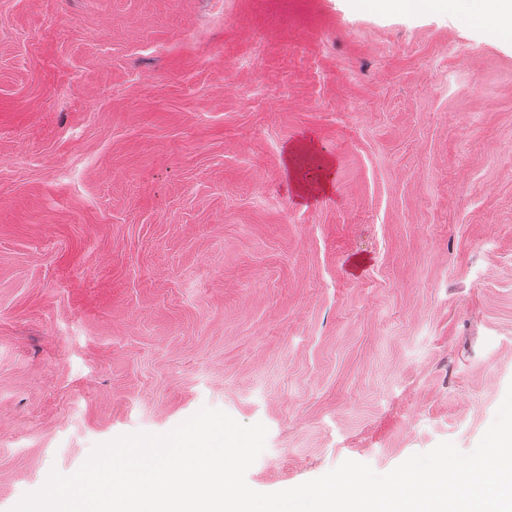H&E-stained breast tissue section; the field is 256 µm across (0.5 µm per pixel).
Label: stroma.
<instances>
[{
    "mask_svg": "<svg viewBox=\"0 0 512 512\" xmlns=\"http://www.w3.org/2000/svg\"><path fill=\"white\" fill-rule=\"evenodd\" d=\"M314 140L330 190L304 197ZM512 387V37L355 0H0V512L202 408L271 493L472 452Z\"/></svg>",
    "mask_w": 512,
    "mask_h": 512,
    "instance_id": "1",
    "label": "stroma"
}]
</instances>
